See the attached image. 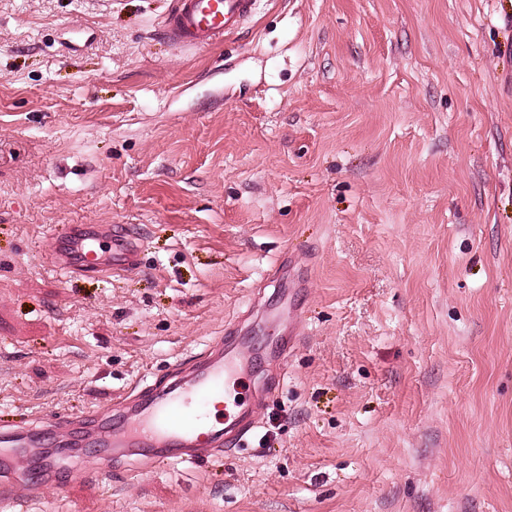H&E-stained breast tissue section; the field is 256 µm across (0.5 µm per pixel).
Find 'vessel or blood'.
Returning <instances> with one entry per match:
<instances>
[{
	"label": "vessel or blood",
	"mask_w": 512,
	"mask_h": 512,
	"mask_svg": "<svg viewBox=\"0 0 512 512\" xmlns=\"http://www.w3.org/2000/svg\"><path fill=\"white\" fill-rule=\"evenodd\" d=\"M257 0H174L162 32L178 49L193 51L222 43L239 32L256 14ZM113 247L121 260L106 264L92 233L65 229L52 238L55 265L67 274H100L110 270H136L140 247L133 237L116 238ZM181 378L173 389L159 392L146 386L132 391L111 417L94 416L83 429L102 454L116 458L146 455L161 462L193 463L199 456L220 450L226 430L246 434L253 429L254 401L237 399L233 418L210 419L189 410L190 402L208 406L222 404L228 391L246 380L251 363L238 346L213 342L186 365H178ZM44 429L0 434V443L20 449L37 461L39 471L24 490L15 486L13 460L0 459V501L14 512H26L50 488L55 460L44 444Z\"/></svg>",
	"instance_id": "obj_1"
}]
</instances>
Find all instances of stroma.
Instances as JSON below:
<instances>
[{"instance_id":"1","label":"stroma","mask_w":512,"mask_h":512,"mask_svg":"<svg viewBox=\"0 0 512 512\" xmlns=\"http://www.w3.org/2000/svg\"><path fill=\"white\" fill-rule=\"evenodd\" d=\"M0 0V425L78 419L240 323L252 434L194 466L75 448L34 512H512V0ZM133 236L66 276L52 233ZM256 5L257 0H174L161 29L180 50L214 46L252 21Z\"/></svg>"}]
</instances>
